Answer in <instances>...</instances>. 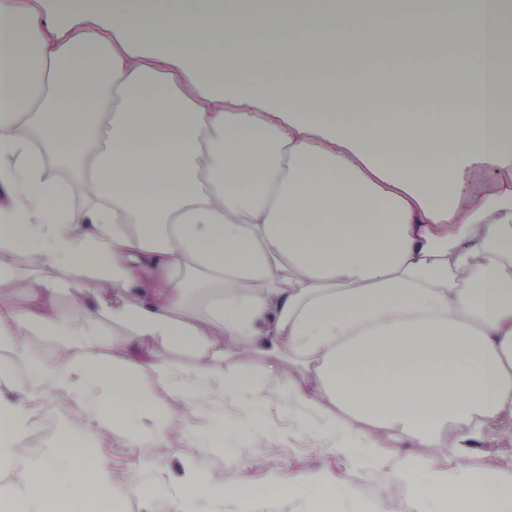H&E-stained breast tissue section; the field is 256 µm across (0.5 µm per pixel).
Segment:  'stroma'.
<instances>
[{"mask_svg": "<svg viewBox=\"0 0 512 512\" xmlns=\"http://www.w3.org/2000/svg\"><path fill=\"white\" fill-rule=\"evenodd\" d=\"M390 68L427 83L433 76L452 71L453 65L447 55L435 50L406 57L386 50L371 60L368 72L338 65L314 73L312 79L357 82ZM29 380L30 369L22 363L11 376L0 378V404L12 403L22 410L26 443L21 460L0 459V490L22 488L27 479L23 459L43 456L54 447L62 423L69 421L82 424L84 445L68 462L76 470L77 480L61 490L59 503L64 507L76 500L85 486L96 484L92 464L97 460L130 476L123 483H106L100 496L102 505H117L120 512H174L176 500L189 490L196 497L199 512H244L245 502L230 493L231 487L244 481L257 493L279 497L282 512H319L328 494L335 497V512H366L370 503L382 497L410 499L396 472L377 471L336 453L314 438L313 427L276 404L248 414L229 403L204 409L169 402L167 394L158 389L155 398L170 404L174 436L164 448L146 438L138 447L130 448L122 433L102 427V415L112 408L111 395L101 393L94 384L80 382L75 391L56 397L38 396L30 391ZM257 429L268 434V441H255L253 432ZM190 446L198 450L199 480L192 488L185 481L182 456L183 449ZM468 465L478 472L512 473V436L487 433ZM310 469L319 472L320 484H299L298 475Z\"/></svg>", "mask_w": 512, "mask_h": 512, "instance_id": "1", "label": "stroma"}]
</instances>
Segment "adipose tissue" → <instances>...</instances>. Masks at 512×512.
<instances>
[{"mask_svg": "<svg viewBox=\"0 0 512 512\" xmlns=\"http://www.w3.org/2000/svg\"><path fill=\"white\" fill-rule=\"evenodd\" d=\"M274 21L237 0H172L163 21L114 0L107 23L62 29L32 0H0V293L25 251L39 269L87 271L97 308L44 303L66 280L28 290L25 316L0 309V345L28 361L39 336L60 351L35 365L44 393L90 377L124 401L153 385L204 406L277 400L348 454L400 434L396 454L417 512L423 492L453 512H512V474L467 464L490 428L512 433V58L503 0H413L379 15L366 0ZM450 43L447 98L385 95L381 80L309 76L322 46L400 55ZM291 72L240 78L252 58ZM486 178L483 192L473 176ZM87 198L85 211L72 195ZM124 329L105 348L97 325ZM160 340L191 368L144 355ZM266 355L264 374L224 365ZM308 371L285 379L279 359ZM371 423L368 431L359 422ZM455 429L456 464L421 449ZM67 425L35 465L31 504L68 475L52 460L80 442Z\"/></svg>", "mask_w": 512, "mask_h": 512, "instance_id": "obj_1", "label": "adipose tissue"}]
</instances>
